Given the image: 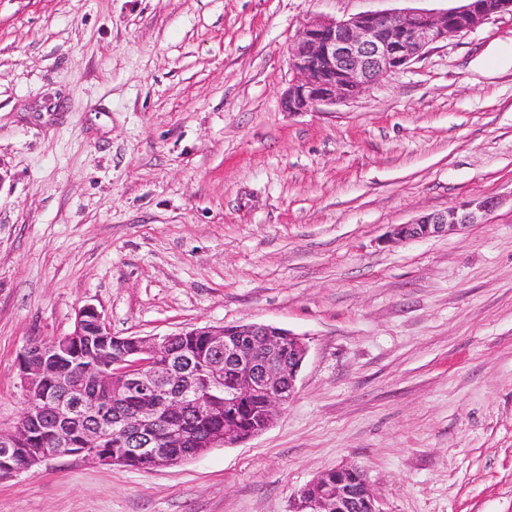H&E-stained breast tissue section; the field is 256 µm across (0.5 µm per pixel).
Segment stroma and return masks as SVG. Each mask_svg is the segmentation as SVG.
<instances>
[{
    "label": "stroma",
    "instance_id": "1",
    "mask_svg": "<svg viewBox=\"0 0 512 512\" xmlns=\"http://www.w3.org/2000/svg\"><path fill=\"white\" fill-rule=\"evenodd\" d=\"M458 0H0V427L16 359L94 305L117 336L303 338L260 435L156 471L60 456L0 512H290L338 466L380 512H512V15L288 112L317 18ZM461 233L388 245L464 198ZM502 204L495 197L473 198L454 204L444 211L423 213L406 224H395L385 243L398 244L448 235L478 224L483 217Z\"/></svg>",
    "mask_w": 512,
    "mask_h": 512
}]
</instances>
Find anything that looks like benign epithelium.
Instances as JSON below:
<instances>
[{
	"mask_svg": "<svg viewBox=\"0 0 512 512\" xmlns=\"http://www.w3.org/2000/svg\"><path fill=\"white\" fill-rule=\"evenodd\" d=\"M512 14V0H465L440 13L408 10L365 13L348 19L321 18L306 23L288 48L299 78L285 93L290 112H308L322 104L356 97L367 86L392 77L421 58L440 42L468 33L490 18ZM502 204L495 197L473 198L444 211L423 213L411 222L396 224L385 243L398 244L446 235L478 224ZM190 334L206 337L211 373L201 380L193 365L172 361L166 351L182 333L155 336H112L101 313L92 305L76 312L73 330L52 340L34 339L17 356L24 407L13 426L0 428V454L5 463L0 479L33 472L50 455L18 452V444L37 425L57 433L79 419L93 427L84 437L83 458L106 465H124L133 457L148 458L160 469L198 458L213 448L234 446L265 431L275 412L292 397L308 354L302 338L271 324L206 326ZM114 338L121 350L106 362L92 361L85 371L66 365L80 347L91 351L100 339ZM228 368L240 373L236 382H224V402L207 395ZM52 379L62 393H44ZM122 397L133 392L138 405L112 411L97 403L100 392ZM260 393L265 399V420L247 434L231 424L188 436L172 424L180 411L199 420H219ZM112 419L129 437L131 447L99 455L104 441L95 422ZM291 512H380L363 473L354 467H336L302 487L293 498Z\"/></svg>",
	"mask_w": 512,
	"mask_h": 512,
	"instance_id": "benign-epithelium-1",
	"label": "benign epithelium"
}]
</instances>
